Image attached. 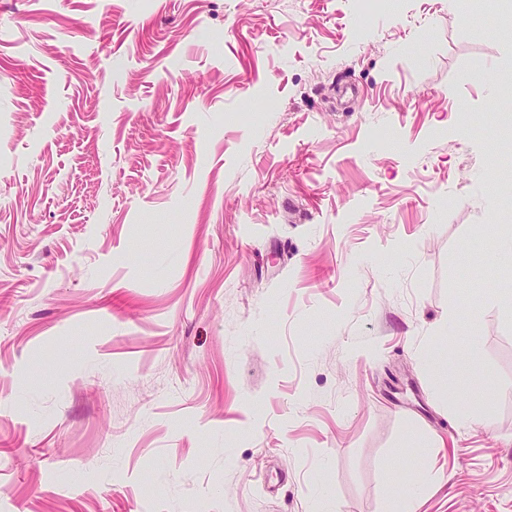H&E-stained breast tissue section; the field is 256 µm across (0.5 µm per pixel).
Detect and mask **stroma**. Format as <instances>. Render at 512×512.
Instances as JSON below:
<instances>
[{"mask_svg": "<svg viewBox=\"0 0 512 512\" xmlns=\"http://www.w3.org/2000/svg\"><path fill=\"white\" fill-rule=\"evenodd\" d=\"M463 4L0 0V512H512V27Z\"/></svg>", "mask_w": 512, "mask_h": 512, "instance_id": "35a3bbf8", "label": "stroma"}]
</instances>
